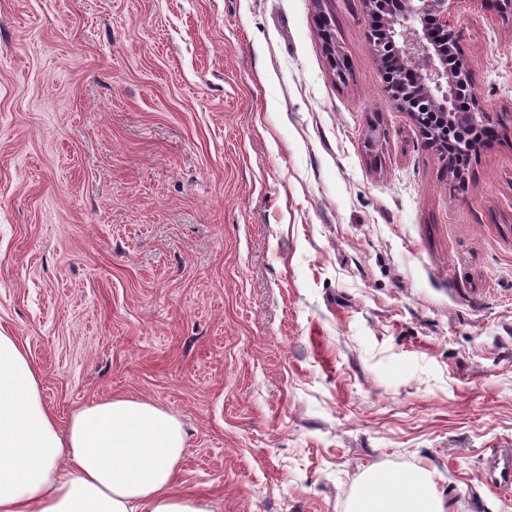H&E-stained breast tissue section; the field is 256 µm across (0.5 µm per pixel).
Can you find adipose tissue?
<instances>
[{"mask_svg":"<svg viewBox=\"0 0 512 512\" xmlns=\"http://www.w3.org/2000/svg\"><path fill=\"white\" fill-rule=\"evenodd\" d=\"M42 375L0 330V512H214L178 487L185 433L157 404L111 397L66 428L42 400ZM350 512H446L425 472L369 470Z\"/></svg>","mask_w":512,"mask_h":512,"instance_id":"adipose-tissue-1","label":"adipose tissue"}]
</instances>
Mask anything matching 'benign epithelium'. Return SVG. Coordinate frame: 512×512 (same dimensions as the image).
Listing matches in <instances>:
<instances>
[{"label":"benign epithelium","instance_id":"1","mask_svg":"<svg viewBox=\"0 0 512 512\" xmlns=\"http://www.w3.org/2000/svg\"><path fill=\"white\" fill-rule=\"evenodd\" d=\"M383 27H370L367 40L379 62L386 50L395 55L396 72L385 77V93L399 111L419 125L428 144L439 146L438 125L468 119L472 138L454 145L457 156L470 155L485 142L489 116L483 112L468 74L448 68V56L459 53L450 16L458 0H393Z\"/></svg>","mask_w":512,"mask_h":512}]
</instances>
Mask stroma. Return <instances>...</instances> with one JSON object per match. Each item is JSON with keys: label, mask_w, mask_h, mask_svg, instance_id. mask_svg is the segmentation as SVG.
<instances>
[{"label": "stroma", "mask_w": 512, "mask_h": 512, "mask_svg": "<svg viewBox=\"0 0 512 512\" xmlns=\"http://www.w3.org/2000/svg\"><path fill=\"white\" fill-rule=\"evenodd\" d=\"M451 24L496 132L461 180L362 0H0V328L59 425L159 404L217 512H348L371 468L512 512V17ZM484 484L491 492L512 489V448H490L486 452Z\"/></svg>", "instance_id": "stroma-1"}]
</instances>
